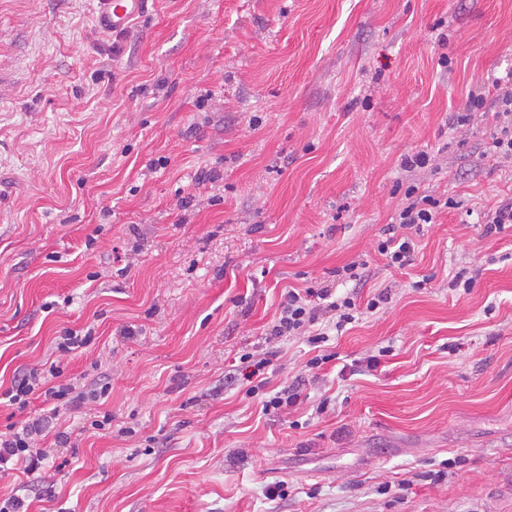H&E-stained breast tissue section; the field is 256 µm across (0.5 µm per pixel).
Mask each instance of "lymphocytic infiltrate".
<instances>
[{"label":"lymphocytic infiltrate","mask_w":512,"mask_h":512,"mask_svg":"<svg viewBox=\"0 0 512 512\" xmlns=\"http://www.w3.org/2000/svg\"><path fill=\"white\" fill-rule=\"evenodd\" d=\"M492 86L496 91L495 125L489 148L497 157L512 160V72L494 78ZM404 198L403 206L397 209L388 229V238L377 245L378 253L385 257L388 266L397 269L410 265L420 237L425 228L434 223L437 212L454 205L452 199L419 193L413 185L407 187ZM387 298V292L382 291L362 306L352 293L339 295L327 287L288 290L268 333L270 347L244 354L241 361L250 368L252 376H259L277 357L276 343L280 338L303 336L308 343L321 345L328 340L323 324H332L336 331H343L358 320L363 310H374ZM91 337L88 331L62 330L54 339L56 360L23 371L5 391L4 396L14 409L26 410L31 399L39 397L50 403L52 410L50 415L34 417L18 425L11 423L0 429L1 472L39 470L48 457L43 442L49 435V417L59 416L61 411L71 408L99 403L102 399L103 394L98 389L79 390L62 379L64 357L77 354L88 345Z\"/></svg>","instance_id":"1"}]
</instances>
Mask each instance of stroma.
<instances>
[{"mask_svg": "<svg viewBox=\"0 0 512 512\" xmlns=\"http://www.w3.org/2000/svg\"><path fill=\"white\" fill-rule=\"evenodd\" d=\"M2 399L96 328L65 379L105 388L54 421L61 480L0 473L29 512H512V199L490 153L512 0H150L131 30L89 0H0ZM206 108H197L201 96ZM428 167L406 171L405 153ZM165 166H157L159 158ZM454 198L410 266L377 253L408 185ZM387 301L321 351L284 339L263 415L241 372L291 288ZM475 279L453 290L459 270ZM379 355L376 370L363 362ZM285 496L268 500L278 482ZM484 235L498 233L505 228L506 224H512V200L500 202L492 210H488L483 214ZM302 393L300 392L299 386L289 385L284 386L279 391L275 392L268 397H265L262 402V411L265 414H278L280 411H284L287 408H293L303 402L304 398L301 399Z\"/></svg>", "mask_w": 512, "mask_h": 512, "instance_id": "stroma-1", "label": "stroma"}]
</instances>
